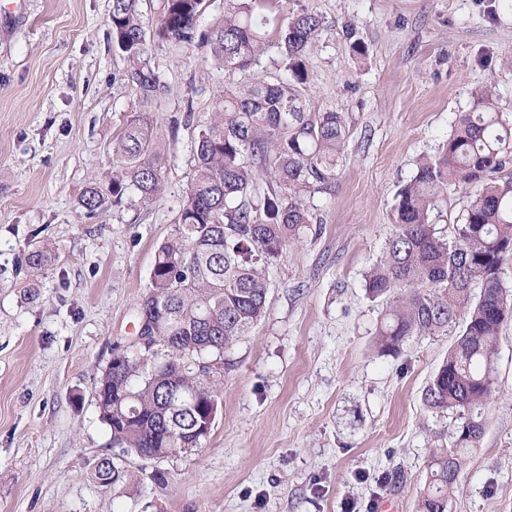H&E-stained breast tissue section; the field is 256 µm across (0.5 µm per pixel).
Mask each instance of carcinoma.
<instances>
[{
  "mask_svg": "<svg viewBox=\"0 0 512 512\" xmlns=\"http://www.w3.org/2000/svg\"><path fill=\"white\" fill-rule=\"evenodd\" d=\"M139 2L112 0V41L128 62L125 77L137 105L112 142V172L92 177L80 197L88 217L125 199L148 204L162 193L165 162L152 112L167 84L150 65L151 36ZM281 2L224 0L223 21L202 30L206 0H161L155 35L176 46H209L214 64L228 73L247 69L271 47L279 57L270 79L216 96L197 134L194 176L136 311L137 321L153 326L144 353L161 344L167 354L151 362L119 354L100 379L99 418L118 449L98 464L107 484L125 479L126 454L160 461L187 454L208 437L205 413L216 389L184 360L231 366L224 353L265 314L270 268L312 223L307 197L334 183L346 120L309 97L308 54L323 21L300 10L281 24L269 18ZM511 168L512 122L496 110L487 86L398 191L392 232L365 276L368 298L386 305L377 331L382 350L396 352L418 336L456 334L422 393L426 407L452 414L455 448L432 461L417 512H447L464 451L484 432L498 336L512 319V290L502 279L512 260ZM460 184L473 187L474 197L447 239L432 215ZM55 258L36 242L24 262L42 271Z\"/></svg>",
  "mask_w": 512,
  "mask_h": 512,
  "instance_id": "carcinoma-1",
  "label": "carcinoma"
}]
</instances>
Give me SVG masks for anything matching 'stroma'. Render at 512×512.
<instances>
[{
	"label": "stroma",
	"instance_id": "35a3bbf8",
	"mask_svg": "<svg viewBox=\"0 0 512 512\" xmlns=\"http://www.w3.org/2000/svg\"><path fill=\"white\" fill-rule=\"evenodd\" d=\"M112 0H21L0 10V512H416L429 463L453 445L452 418L422 391L453 336L383 354L378 303L364 290L391 231L400 187L436 153L485 85L512 118V0H287L319 15L311 96L349 127L318 222L270 272L267 310L218 374L202 448L143 480L129 454L120 483L96 477L112 453L96 391L114 353L137 352L135 310L170 238L194 166L196 128L224 85L266 78V55L228 75L203 47L155 41L168 85L154 112L164 192L86 217L91 175L112 169V142L136 96L112 44ZM367 49L358 56L353 39ZM177 135H170L171 125ZM58 261L21 265L31 242ZM498 393L447 512H512V321L496 360Z\"/></svg>",
	"mask_w": 512,
	"mask_h": 512
}]
</instances>
